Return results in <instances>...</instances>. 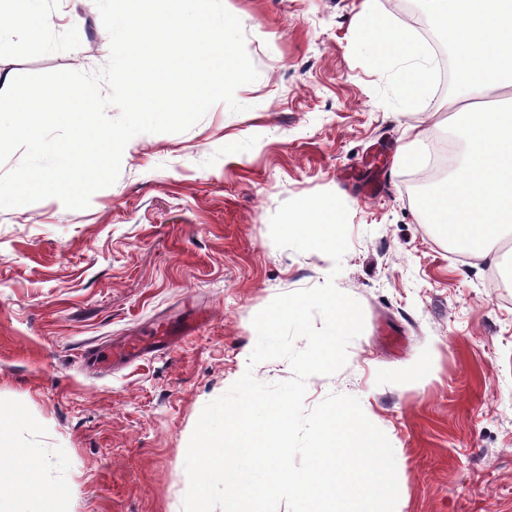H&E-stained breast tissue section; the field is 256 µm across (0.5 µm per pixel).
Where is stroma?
I'll return each instance as SVG.
<instances>
[{
  "label": "stroma",
  "instance_id": "35a3bbf8",
  "mask_svg": "<svg viewBox=\"0 0 512 512\" xmlns=\"http://www.w3.org/2000/svg\"><path fill=\"white\" fill-rule=\"evenodd\" d=\"M362 3L224 0L259 72L235 92L243 111L217 103L185 132L140 135L85 209H0V465L22 451L41 464L28 512H182L190 437L242 376L253 316L330 277L364 330L344 368L308 379L306 408L360 400L395 452L396 512H512V287L490 282L512 247L468 255L421 212L419 167L395 161L405 128L423 130L420 155L443 139L461 160L466 133L447 96L402 106L396 67L355 31ZM41 9L38 40L0 35V77L107 63L94 0ZM321 191L348 209L336 276L269 233L283 202ZM199 311L200 330L165 353L104 376L84 363L91 346Z\"/></svg>",
  "mask_w": 512,
  "mask_h": 512
}]
</instances>
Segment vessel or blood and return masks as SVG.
<instances>
[{
  "instance_id": "vessel-or-blood-1",
  "label": "vessel or blood",
  "mask_w": 512,
  "mask_h": 512,
  "mask_svg": "<svg viewBox=\"0 0 512 512\" xmlns=\"http://www.w3.org/2000/svg\"><path fill=\"white\" fill-rule=\"evenodd\" d=\"M197 329L195 322L187 321L173 326L163 325L124 341L119 345H109L93 350L88 362L95 369L107 372L119 362L131 363L144 356L169 349L180 338L192 335Z\"/></svg>"
}]
</instances>
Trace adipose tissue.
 Segmentation results:
<instances>
[{
	"label": "adipose tissue",
	"instance_id": "ef3b65f1",
	"mask_svg": "<svg viewBox=\"0 0 512 512\" xmlns=\"http://www.w3.org/2000/svg\"><path fill=\"white\" fill-rule=\"evenodd\" d=\"M39 0H0L9 29L39 37L46 21ZM443 22L455 50L458 91L448 101L459 107L467 133L468 157L461 173L440 182L421 201L440 234L468 254L487 256L512 230V0H425ZM358 32L374 49L378 64L398 60L408 66L398 92L408 107L420 105L432 80L424 44L411 29L364 5ZM41 488L40 467L28 456L14 459V474L0 481L11 512Z\"/></svg>",
	"mask_w": 512,
	"mask_h": 512
}]
</instances>
